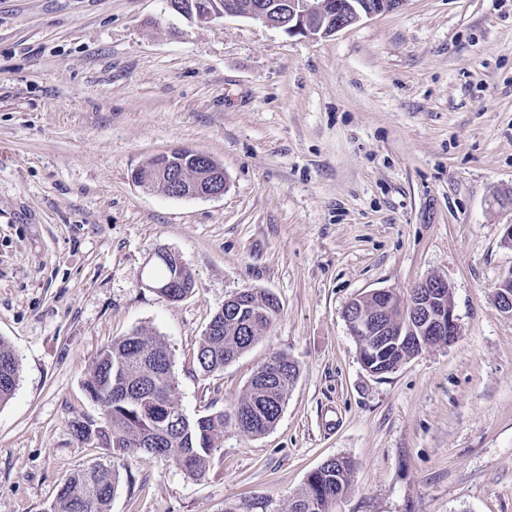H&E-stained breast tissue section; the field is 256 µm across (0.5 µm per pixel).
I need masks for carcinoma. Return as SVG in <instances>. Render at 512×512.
<instances>
[{
    "label": "carcinoma",
    "instance_id": "carcinoma-1",
    "mask_svg": "<svg viewBox=\"0 0 512 512\" xmlns=\"http://www.w3.org/2000/svg\"><path fill=\"white\" fill-rule=\"evenodd\" d=\"M242 300L214 314L200 342L197 363L208 375L247 351L275 322L279 303L271 294L250 290ZM276 373L259 368L246 395L230 414L222 411L199 417L184 415L169 423L170 409L179 404L174 393L171 352L163 339L141 329L116 338L97 355L87 381L91 398L103 407V421H75L80 440L91 437L111 453L138 452L163 456L190 477L206 475L219 448L224 427L231 424L249 436L267 433L278 420L288 393L297 380V364L285 355L274 357ZM19 357L0 339V406L14 396ZM351 463L334 458L312 472L305 491L292 502L290 512H331V506L349 488ZM119 474L96 465L70 474L49 512H110Z\"/></svg>",
    "mask_w": 512,
    "mask_h": 512
}]
</instances>
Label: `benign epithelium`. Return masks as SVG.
<instances>
[{"instance_id":"1","label":"benign epithelium","mask_w":512,"mask_h":512,"mask_svg":"<svg viewBox=\"0 0 512 512\" xmlns=\"http://www.w3.org/2000/svg\"><path fill=\"white\" fill-rule=\"evenodd\" d=\"M407 0H211L199 7L190 4L182 15L200 25L209 24L228 15L243 16L268 27L282 30L289 36L318 39L327 38L337 32L376 15L398 9ZM163 162L155 174L175 187L174 197L212 198L224 194V170L216 167L210 173L209 182L202 184L190 181V168L206 163L207 156L194 150L175 151L162 154ZM446 283L426 278L415 285L418 300L412 305L409 317L404 321L382 324V316L399 305L400 297L392 289L375 290L365 297H375L378 305L367 310L356 298L349 303L345 318L349 331L354 336L383 337L382 347L367 345L360 351V360L366 370L379 357L394 347L406 348L412 337L422 336L438 344H452L457 338L458 324L454 307L448 304L443 288ZM495 300L499 309L512 315V273L502 279L496 287Z\"/></svg>"}]
</instances>
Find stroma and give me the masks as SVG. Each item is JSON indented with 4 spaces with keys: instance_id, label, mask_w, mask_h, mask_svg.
Wrapping results in <instances>:
<instances>
[{
    "instance_id": "35a3bbf8",
    "label": "stroma",
    "mask_w": 512,
    "mask_h": 512,
    "mask_svg": "<svg viewBox=\"0 0 512 512\" xmlns=\"http://www.w3.org/2000/svg\"><path fill=\"white\" fill-rule=\"evenodd\" d=\"M220 164L217 198L133 178L153 157ZM512 0H406L329 38L167 0H0V338L20 360L0 407V512H47L104 463L110 512H289L309 474L352 463L332 512H512ZM192 293L150 288L158 250ZM437 276L456 341L382 376L344 318L366 293ZM273 327L222 371L196 354L231 295ZM165 339L190 416L233 412L271 357L299 376L264 435L224 430L203 479L79 440L102 347Z\"/></svg>"
}]
</instances>
